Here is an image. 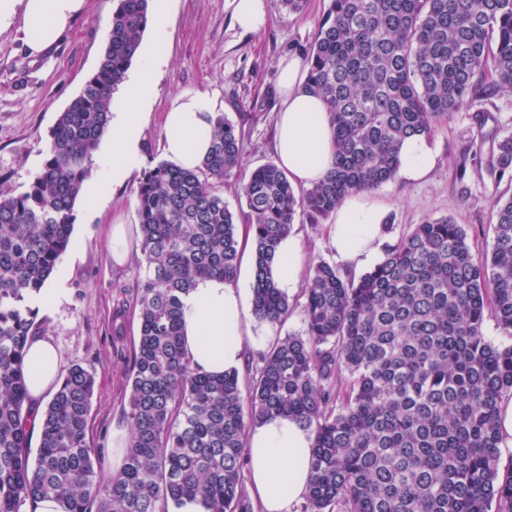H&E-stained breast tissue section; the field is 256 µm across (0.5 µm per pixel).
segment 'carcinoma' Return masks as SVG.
Returning a JSON list of instances; mask_svg holds the SVG:
<instances>
[{"instance_id":"obj_1","label":"carcinoma","mask_w":512,"mask_h":512,"mask_svg":"<svg viewBox=\"0 0 512 512\" xmlns=\"http://www.w3.org/2000/svg\"><path fill=\"white\" fill-rule=\"evenodd\" d=\"M149 0H118L97 71L59 114L41 171L0 190V512H254L243 483L249 426L273 414L313 437L302 512H512V461L501 465L497 409L512 397V345L484 336L486 313L512 332V196L494 206L489 254L476 256L447 217L416 225L358 280L319 262L304 283V333L260 356L247 384L196 368L181 342L182 298L205 277L234 281L236 217L224 202L244 154L219 113L194 170L149 162L136 189L144 274L133 301L140 335L126 411L129 443L103 477L87 441L94 372L73 366L33 410L23 358L39 335L31 301L71 243L74 207L109 124V104L137 55ZM306 92L327 106L337 161L296 189L275 164L238 184L253 230V310L288 318L267 276L299 210L332 214L353 192L394 180L402 142L433 135L467 102L512 91V0H331L304 53ZM512 169V135L485 162Z\"/></svg>"}]
</instances>
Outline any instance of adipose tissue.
<instances>
[{
    "instance_id": "1",
    "label": "adipose tissue",
    "mask_w": 512,
    "mask_h": 512,
    "mask_svg": "<svg viewBox=\"0 0 512 512\" xmlns=\"http://www.w3.org/2000/svg\"><path fill=\"white\" fill-rule=\"evenodd\" d=\"M84 0H0V30L22 20L27 47L38 55L59 41ZM157 59L147 55L139 71L122 85L123 106L112 110V152L102 161V175L116 179L141 159L140 137L153 88ZM300 61L281 69V98L277 116L278 166L292 184L309 187L322 180L335 164V146L324 102L304 92ZM217 99L209 92H182L166 113L162 146L166 160L182 169L197 168L211 146ZM427 140H405L397 175L401 181L421 179L433 166ZM386 216L369 192L350 194L334 213L330 234L338 256L360 265L373 262L383 242ZM305 255L295 235L277 248L272 278L285 294L300 286ZM248 304L239 282L221 278L199 280L182 300V342L194 365L220 376L240 367L247 338ZM26 380L32 402L44 403L62 379L61 363L53 343L42 336L26 346ZM313 439L293 419L276 416L260 421L247 436L250 490L263 512H288L308 488Z\"/></svg>"
}]
</instances>
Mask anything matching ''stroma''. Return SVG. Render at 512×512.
<instances>
[{"label": "stroma", "instance_id": "obj_1", "mask_svg": "<svg viewBox=\"0 0 512 512\" xmlns=\"http://www.w3.org/2000/svg\"><path fill=\"white\" fill-rule=\"evenodd\" d=\"M329 4L308 0L304 13L293 15L280 0H265V25L246 31L234 19L233 0H172L163 38H156L150 26L141 35V50H154L160 58L142 133V161H162L163 118L176 96L202 90L217 97L224 115L244 136L240 179L275 162L280 65L302 59ZM116 7L117 0H85L61 40L37 57L27 49L22 23L0 31V188L21 192L41 170L58 115L80 94L101 60ZM504 134L512 135V92L506 91L479 98L438 124L430 139L435 164L429 175L412 183L392 181L374 191L389 224L385 245L415 225L449 216L465 229L474 254L489 252L494 201L512 194V177L493 183L480 175L479 165ZM139 175L135 169L123 181L101 182L104 199L97 209L76 203L72 245L47 282L61 290L62 299L51 312L37 314L40 333L55 343L63 370L80 365L95 373L87 438L100 451L96 470L106 474L113 470L112 434L127 427L130 357L139 338L131 304L141 258L135 251L125 264L113 263L108 226L115 219L137 224ZM332 222L329 216L313 222L298 213L292 231L306 253L303 272L312 274L324 261L343 276L359 279L364 267L341 261L335 253ZM289 302L292 310L283 322L269 326L250 317L248 330L259 341L246 347L248 358L303 332L302 293L290 295ZM121 308L125 328L117 336L112 318Z\"/></svg>", "mask_w": 512, "mask_h": 512}]
</instances>
